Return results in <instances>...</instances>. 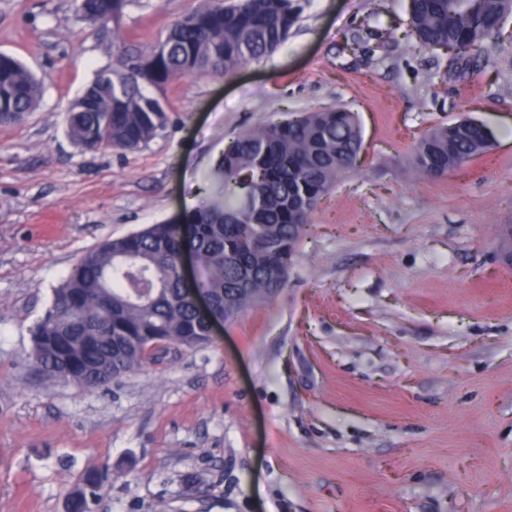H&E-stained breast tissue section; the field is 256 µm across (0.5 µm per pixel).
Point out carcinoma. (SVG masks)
Instances as JSON below:
<instances>
[{
	"label": "carcinoma",
	"mask_w": 512,
	"mask_h": 512,
	"mask_svg": "<svg viewBox=\"0 0 512 512\" xmlns=\"http://www.w3.org/2000/svg\"><path fill=\"white\" fill-rule=\"evenodd\" d=\"M129 0H75L80 21L120 25ZM411 42L444 49L455 59L474 60L495 27L491 19L512 13V0H481L474 12L451 0H409ZM297 0H210L167 28L144 49L113 44L112 65L72 102L66 132L77 145L85 129L96 126L99 139L128 151L140 150L166 127V85L187 73L230 76L248 62L275 52L298 18ZM346 44L374 52L382 35L358 26ZM41 84L12 55L0 53V125L22 121L34 111ZM277 143L279 176L266 182L259 156L264 144ZM362 147L353 113L342 109L307 112L259 127L233 140L214 161L201 192L208 203L177 221L152 224L123 238L86 250L67 280L53 290L51 304L36 327L31 369L51 381L85 390L108 387L154 357L153 342L176 349L207 342L205 324L180 290L178 258L199 260V287L209 293L218 314L239 310L283 287L290 258L319 199L351 169ZM488 147L477 141L469 121L433 129L418 143V174L434 178L430 158L442 155L445 172L462 166ZM299 200L298 221H281L289 199ZM142 270L156 292L146 302L130 299L132 275L120 257ZM251 289L236 293L242 272ZM108 479L90 471L71 499L69 512H90Z\"/></svg>",
	"instance_id": "cac0c4a2"
}]
</instances>
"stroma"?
<instances>
[{"instance_id": "1", "label": "stroma", "mask_w": 512, "mask_h": 512, "mask_svg": "<svg viewBox=\"0 0 512 512\" xmlns=\"http://www.w3.org/2000/svg\"><path fill=\"white\" fill-rule=\"evenodd\" d=\"M207 3L129 0L119 33L149 45ZM301 6L270 57L174 79L164 132L131 152L64 131L111 29L73 0H0V52L43 80L37 111L0 126V512H68L103 469L96 512H512V16L462 70L404 40L408 0ZM363 22L392 31L386 51L344 52ZM336 108L360 159L283 288L108 389L34 375L35 327L85 249L197 208L241 133ZM465 117L490 147L420 176V139Z\"/></svg>"}]
</instances>
